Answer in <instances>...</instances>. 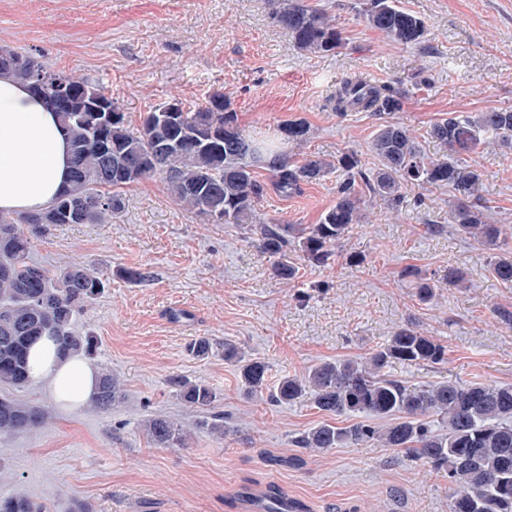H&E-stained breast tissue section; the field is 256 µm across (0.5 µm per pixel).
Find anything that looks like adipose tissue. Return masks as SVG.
Here are the masks:
<instances>
[{
  "instance_id": "1",
  "label": "adipose tissue",
  "mask_w": 512,
  "mask_h": 512,
  "mask_svg": "<svg viewBox=\"0 0 512 512\" xmlns=\"http://www.w3.org/2000/svg\"><path fill=\"white\" fill-rule=\"evenodd\" d=\"M69 179L68 137L57 116L22 83L0 76V212L38 213ZM29 379L57 405L79 410L94 396L99 373L81 354L61 353L47 336L29 353Z\"/></svg>"
}]
</instances>
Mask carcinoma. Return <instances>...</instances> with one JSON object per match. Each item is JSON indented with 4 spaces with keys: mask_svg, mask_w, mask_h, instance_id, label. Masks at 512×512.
Here are the masks:
<instances>
[{
    "mask_svg": "<svg viewBox=\"0 0 512 512\" xmlns=\"http://www.w3.org/2000/svg\"><path fill=\"white\" fill-rule=\"evenodd\" d=\"M365 25L395 44L417 46L425 41V21L399 0H359ZM273 20L295 46L308 53H337L345 42L335 18L307 0H273ZM29 53L0 47V73L26 84L57 112L71 145L67 187L43 212L22 219L0 214V436L12 437L44 422L36 407L13 395L29 384L27 353L37 337L54 336L65 352L91 354L94 340L73 330L76 312L102 293L105 282L90 264L51 273L33 262L32 243L22 224H104L122 208L119 190L143 180H160L169 196L187 211L221 212L223 224H246L259 251L272 260L274 274L292 281L298 267L290 252L299 251L309 264L325 267L336 247L355 224L366 223V198L391 208L399 206L404 185L450 186L462 198L448 212V223L461 236L489 252V271L512 285V251L503 248V229L487 221L479 196V177L455 159L491 142H512V110L490 106L475 114H454L435 122L431 136L448 154L431 158L418 148L407 129L388 121L379 125L370 145L377 164L369 167L355 152L331 161L307 158L293 163L288 146H302L310 128L301 119L280 127L283 138L273 145L247 135L222 91L209 93L191 110L173 97L153 106L139 122H128L112 96L90 83L32 66ZM336 113L388 115L399 109L397 92L387 85L351 78L336 90ZM270 174V184L290 196L302 185L331 171L341 172L336 202L317 224H271L259 204L265 186L257 169ZM401 277L413 283L416 296L429 301L437 284L414 266ZM224 362L239 372L245 389L267 396L273 404L311 402L328 416L363 415L388 419L383 429L356 421L346 426L325 420L300 433L297 447L327 452L378 441L411 461L448 474L449 512H512V385L454 382L411 385L391 378L384 368L397 360L409 365L438 364L445 347L414 326L396 328L385 345L367 357L324 361L300 376L281 378L268 386V365L250 358L234 341L224 340ZM189 352L206 358L214 350L207 337L189 344ZM168 387L187 407L208 410L217 399L206 383L173 375ZM122 383L112 372L100 375L93 404L109 410L122 396ZM199 427L222 437L231 433L224 415ZM158 448L186 444L187 430L163 415L145 424ZM0 512H36L26 498L0 497Z\"/></svg>",
    "mask_w": 512,
    "mask_h": 512,
    "instance_id": "carcinoma-1",
    "label": "carcinoma"
}]
</instances>
